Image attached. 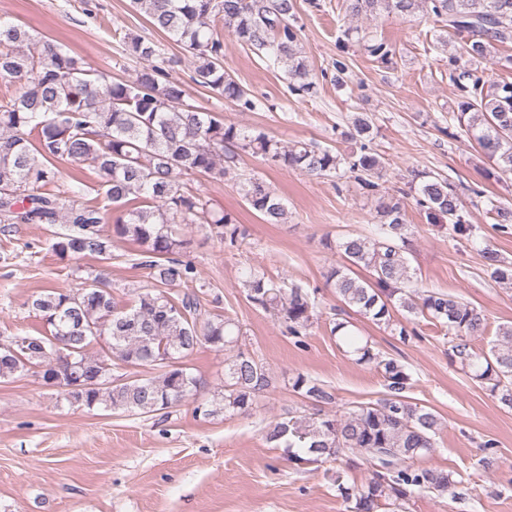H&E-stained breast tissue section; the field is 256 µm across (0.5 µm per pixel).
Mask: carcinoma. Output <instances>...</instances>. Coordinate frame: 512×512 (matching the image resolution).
Wrapping results in <instances>:
<instances>
[{"instance_id": "carcinoma-1", "label": "carcinoma", "mask_w": 512, "mask_h": 512, "mask_svg": "<svg viewBox=\"0 0 512 512\" xmlns=\"http://www.w3.org/2000/svg\"><path fill=\"white\" fill-rule=\"evenodd\" d=\"M132 3L154 29L189 54L195 84L242 112H253L261 103L224 71L219 23L241 46L284 62L292 94L305 98L317 93L298 51L297 0ZM347 10L357 20L384 11L402 17L420 13L459 37L460 52L448 54V80L457 92V128L473 137L500 172L512 174V80L489 77L495 67L512 69V56L493 55L496 45L512 43V0H348ZM353 38L374 61L389 69L396 64L392 42L349 25L333 62L338 87L350 82L347 54ZM36 40L25 25L0 19V82L18 86L15 95L0 99V224L59 225L48 248L68 262L110 260L114 240L131 242L139 247V265L150 269L154 283L138 294L130 309L118 307L112 290L95 284L43 291L31 307L49 334L17 337L11 346L0 347V379L32 372L45 385L62 388L71 405L151 416L197 394L203 381L188 371L183 359L209 345L231 352L224 363V391L198 403L194 413L209 418L252 410L270 388L271 377L250 352L237 347L240 326L208 314L193 293L176 299L165 290L195 276L193 264L177 258L184 252L181 225L200 224L230 247L246 238V228L231 213L180 183L182 176L195 173L223 179L235 166L233 147L309 176L340 180L348 175L362 193L375 198L378 237L343 236L337 245L342 262L332 268L327 283L345 306L403 340L415 331L392 319L395 300L408 312L446 327L461 365L472 371L473 379L490 385L503 406L512 408V324L499 327L490 354L479 355L471 341L484 333L482 311L441 292L414 297L409 292L413 281L404 256L406 209L399 196L380 189L383 162L372 148V117L357 114L341 132L359 143L346 156L306 142L284 148L261 131L184 103L183 82L157 62L161 49L152 40L124 34L129 54L143 62L129 82L94 72L59 43L46 42L37 53L27 49ZM59 160L92 167L114 205L143 195L154 206L128 211L107 230L100 207L75 200L66 205L59 195L44 190L54 181V162ZM236 186L264 223H285V204L263 178L242 174ZM414 191L430 221L448 225L459 238L473 235L462 193L448 177L425 174ZM489 204L497 225L504 229L512 224L511 207L492 200ZM482 258L492 281L512 284V262L489 247L482 250ZM360 269L369 277L361 278ZM242 288L252 305L276 312L288 334L303 343L318 308L316 291L300 285L283 288L255 268L245 273ZM330 332L357 362L376 364L389 397L354 405L339 415L319 410L285 418L269 427L266 441L302 449L288 455L298 468L359 454L373 476L359 487L336 480L347 512H379L386 505L402 509L421 491L447 495L454 485L450 473L414 466V460L435 448L438 418L405 400L403 392L412 380L407 368L380 358L346 319L336 321ZM94 343L98 351L88 352ZM121 364L148 366L157 374H114ZM291 389L315 406L334 402L330 391L304 374L292 380Z\"/></svg>"}]
</instances>
